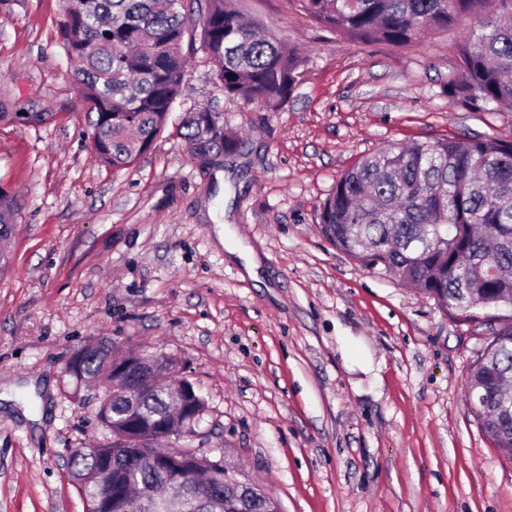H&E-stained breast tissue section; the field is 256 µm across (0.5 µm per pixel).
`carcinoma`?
<instances>
[{
  "mask_svg": "<svg viewBox=\"0 0 512 512\" xmlns=\"http://www.w3.org/2000/svg\"><path fill=\"white\" fill-rule=\"evenodd\" d=\"M61 25L62 47L80 63L78 90L89 105L97 160L126 169L147 152L168 125L184 90L186 51L200 50L216 68L226 98L288 103L303 58L274 35L242 22L229 0H77ZM299 10L328 30L362 42L413 44L429 35L474 23L458 44L459 75L444 89L448 102L472 112L512 106V0H296ZM203 12L200 29L188 16ZM207 105L183 114L179 129L190 152L211 159L236 151L238 141ZM320 224L336 248L362 265L395 272L409 288L465 319L479 308L512 306V141L493 135L465 140L414 141L366 155L336 180L320 209ZM111 351L89 353L69 377L81 384L112 383ZM471 386L480 402L474 414L503 454L512 457V321L501 324L473 363ZM145 407L173 427L178 414L160 385L146 384ZM130 419L126 402L105 390L97 421L112 435L104 445L76 448L78 490L87 512L121 486L163 496L166 470L122 467L118 451ZM165 435L147 432L131 442L156 455ZM118 465L112 485L96 478L97 464ZM198 467L190 500L232 491L209 463L186 449L182 465ZM274 502L257 488L245 491L242 512H267Z\"/></svg>",
  "mask_w": 512,
  "mask_h": 512,
  "instance_id": "cac0c4a2",
  "label": "carcinoma"
}]
</instances>
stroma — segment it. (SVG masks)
I'll use <instances>...</instances> for the list:
<instances>
[{
	"mask_svg": "<svg viewBox=\"0 0 512 512\" xmlns=\"http://www.w3.org/2000/svg\"><path fill=\"white\" fill-rule=\"evenodd\" d=\"M232 5L301 52L293 97L277 109L225 98L212 62L191 55L170 128L116 171L92 153L61 47L65 0H0V196L17 226L0 277V512H86L71 451L111 436L96 390L65 367L100 340L170 356L205 402L179 447L223 460L281 512H512V458L467 387L512 309L459 321L336 249L319 224L361 157L512 141V112L449 104L462 30L362 43L294 0ZM210 103L241 144L203 165L174 127ZM233 248L255 251L257 277Z\"/></svg>",
	"mask_w": 512,
	"mask_h": 512,
	"instance_id": "35a3bbf8",
	"label": "stroma"
}]
</instances>
